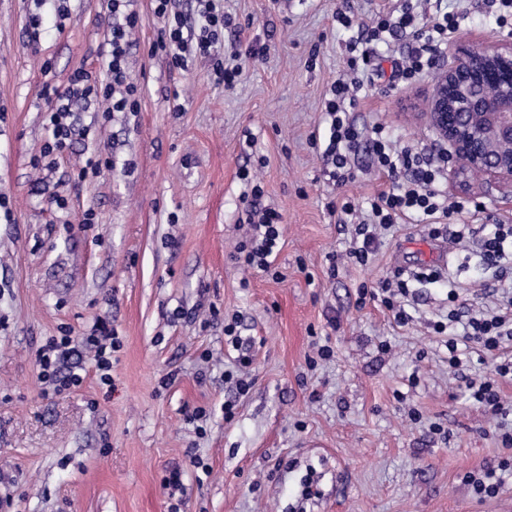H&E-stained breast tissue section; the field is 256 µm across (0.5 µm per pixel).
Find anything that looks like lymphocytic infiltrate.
Masks as SVG:
<instances>
[{
    "instance_id": "f902f5d3",
    "label": "lymphocytic infiltrate",
    "mask_w": 512,
    "mask_h": 512,
    "mask_svg": "<svg viewBox=\"0 0 512 512\" xmlns=\"http://www.w3.org/2000/svg\"><path fill=\"white\" fill-rule=\"evenodd\" d=\"M172 0H153L156 15L167 18L153 44L154 51L165 53L173 68L187 65V43L183 34L181 16H170ZM203 23L196 37L199 54L213 57V71L217 83L233 88L242 74L240 66H225L218 57L217 45L224 32L226 17L216 0H203ZM442 0H399L396 7L376 13L369 21L361 23L360 35L348 46L347 71L334 80L325 101V119L329 125L326 139L312 138L311 145L319 155L325 173L340 194L331 209L337 221L349 225L353 233L346 251L349 261L364 265L372 259L380 244L383 230L403 219L427 225L431 238L448 237L461 243L474 235L469 224L455 223L456 215L467 210L468 201H449L440 193L438 185L447 175V152H439L437 159H427L412 148H396L382 125H374L370 132H363L351 114L361 90L381 81L384 72L379 63L380 48L405 38L412 39V47L394 61V72L399 82L409 84L423 77L433 68L437 54L457 31L461 17L441 7ZM137 22L136 13H128L124 23L112 26L99 50L101 66L92 72L84 68L75 70L64 90L53 91L46 98V112L51 128V138L41 155L33 158V165L44 159H55L67 148L73 134L70 122L75 106L90 104L97 99L109 101L110 111L132 112L138 106L137 95L141 88L128 78L126 58L130 46V29ZM367 152L375 170L387 175L390 189L379 192L371 199L367 209L357 211L345 189L358 177L356 160L360 152ZM243 180L251 181L250 193L244 194L241 203L246 215L248 236L239 243L235 258L244 265L270 272L273 255L283 235V216L280 212L263 206L264 191L260 182L252 181L249 171H241ZM410 292L402 271H394L375 288L360 286V298L380 300L391 311L398 323L409 319L402 301ZM449 321L462 322L461 335L448 339V365H463L473 347H481L495 363L494 377L477 384H470L469 398L474 405L494 416L506 415L499 383L512 379V357L506 350L512 346V297L502 298L491 312L469 318L461 312H450ZM120 346L112 328L98 322L81 338H74L69 331L50 337L37 355L39 377L61 394L81 387L84 378L70 366L72 358H90L101 384L112 383V354Z\"/></svg>"
}]
</instances>
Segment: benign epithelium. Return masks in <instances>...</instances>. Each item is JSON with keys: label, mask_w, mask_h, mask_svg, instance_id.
Returning a JSON list of instances; mask_svg holds the SVG:
<instances>
[{"label": "benign epithelium", "mask_w": 512, "mask_h": 512, "mask_svg": "<svg viewBox=\"0 0 512 512\" xmlns=\"http://www.w3.org/2000/svg\"><path fill=\"white\" fill-rule=\"evenodd\" d=\"M426 117L448 145L449 177L461 192L508 188L512 197V42L448 46L427 102Z\"/></svg>", "instance_id": "1"}]
</instances>
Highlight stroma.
I'll list each match as a JSON object with an SVG mask.
<instances>
[{
  "label": "stroma",
  "instance_id": "obj_1",
  "mask_svg": "<svg viewBox=\"0 0 512 512\" xmlns=\"http://www.w3.org/2000/svg\"><path fill=\"white\" fill-rule=\"evenodd\" d=\"M444 2L463 16L457 37L512 39L490 0ZM221 4L232 22L218 51L244 67L232 89L211 80L210 59L190 54L182 71L152 53L164 21L135 0L136 111L107 121L100 101L79 112L71 145L39 171L45 90L92 65L108 0H0V500L10 501L0 512H512V480L485 498L464 481L512 453L465 384L491 376L493 362L472 357L455 377L448 336L434 330L454 306L492 309L485 287L512 285V267L488 270L475 239L436 258L426 227L408 219L384 232L369 263L347 260L350 236L328 208L337 191L309 140L356 31L334 18L336 0ZM433 80L377 83L356 123L433 152L427 123L405 115ZM107 141L112 170L74 182ZM244 169L284 217L268 273L232 259L247 231ZM54 193L66 209L49 206ZM436 266L450 280L417 289L408 324L358 301L359 285ZM101 319L121 341L111 386L87 362L79 389L44 394L39 348L60 328L79 337ZM233 320L252 342L243 395L224 379ZM324 344L331 358L310 364ZM197 407L207 411L200 425L186 417ZM175 469L176 491L164 482Z\"/></svg>",
  "mask_w": 512,
  "mask_h": 512
}]
</instances>
